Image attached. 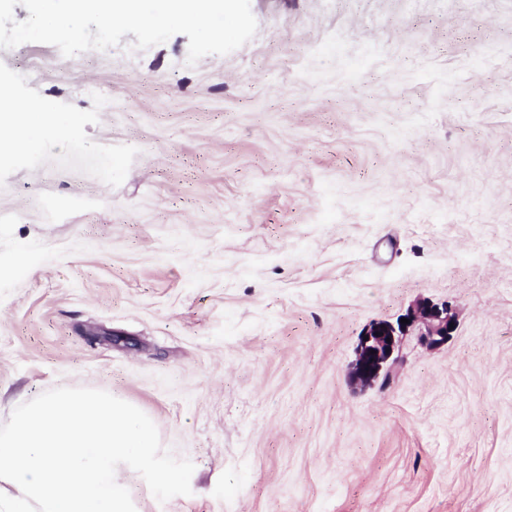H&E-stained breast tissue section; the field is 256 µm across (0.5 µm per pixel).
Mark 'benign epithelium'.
I'll list each match as a JSON object with an SVG mask.
<instances>
[{"label": "benign epithelium", "instance_id": "1", "mask_svg": "<svg viewBox=\"0 0 512 512\" xmlns=\"http://www.w3.org/2000/svg\"><path fill=\"white\" fill-rule=\"evenodd\" d=\"M410 324L395 325L382 322L371 326L360 339L356 359L352 364V377L363 384L377 380L381 373L395 361L393 355L399 350L409 325H419L418 344L433 347L448 341L454 332L450 325L456 324L455 315L448 306L421 305L407 315Z\"/></svg>", "mask_w": 512, "mask_h": 512}]
</instances>
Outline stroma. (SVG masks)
<instances>
[{"label": "stroma", "mask_w": 512, "mask_h": 512, "mask_svg": "<svg viewBox=\"0 0 512 512\" xmlns=\"http://www.w3.org/2000/svg\"><path fill=\"white\" fill-rule=\"evenodd\" d=\"M251 9L191 67L183 34L0 49L60 121L0 155V425L119 394L195 466L164 502L128 477L136 512H512V0ZM420 302L448 342L352 382ZM406 318L410 323L399 322L397 326L388 322L376 323L366 331L360 339L356 359L352 364L351 375L356 381L372 383L388 368L390 362L396 361L398 356L393 358V355L398 352L409 326L419 325L420 334L416 340L418 344L427 347L447 342L456 326L455 315L448 305L417 306ZM450 324H453V328H450Z\"/></svg>", "instance_id": "stroma-1"}]
</instances>
